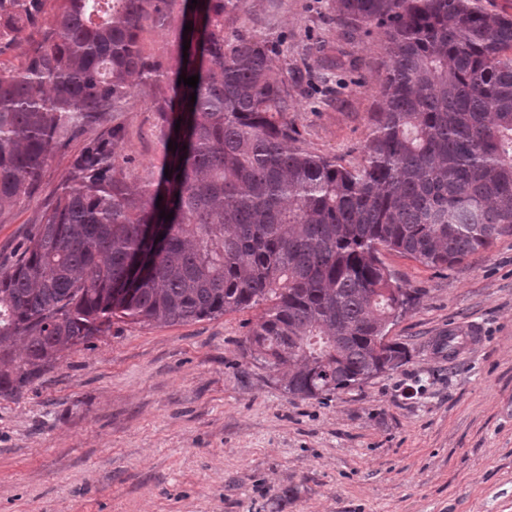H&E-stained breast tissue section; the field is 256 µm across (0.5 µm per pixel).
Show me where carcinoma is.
Listing matches in <instances>:
<instances>
[{
    "mask_svg": "<svg viewBox=\"0 0 512 512\" xmlns=\"http://www.w3.org/2000/svg\"><path fill=\"white\" fill-rule=\"evenodd\" d=\"M49 1L25 63L0 70V215L55 148L102 130L0 268L1 394L114 318L173 325L265 303L243 353L293 397L331 395L410 360L386 338L410 294L381 250L448 268L512 237V15L477 0H336L342 23L383 30L387 57L363 159L343 166L297 145L275 49L224 34L243 0H199L203 32L179 35L168 74L138 34L173 0H0V34L18 41ZM136 78L155 86L165 141L178 143L144 186L116 164L112 124ZM136 257L147 273L127 288Z\"/></svg>",
    "mask_w": 512,
    "mask_h": 512,
    "instance_id": "1",
    "label": "carcinoma"
}]
</instances>
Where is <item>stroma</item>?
Wrapping results in <instances>:
<instances>
[{"label": "stroma", "mask_w": 512, "mask_h": 512, "mask_svg": "<svg viewBox=\"0 0 512 512\" xmlns=\"http://www.w3.org/2000/svg\"><path fill=\"white\" fill-rule=\"evenodd\" d=\"M179 10L145 22L138 48L170 65ZM226 35L279 45L274 66L301 147L360 162L385 76L380 29L342 25L336 0H244ZM112 121L131 181L157 179L165 148L150 85ZM59 146L34 194L0 215V267L35 232L69 158ZM415 297L389 324L411 358L323 399L288 395L243 353L259 306L165 326L113 321L0 395V512H512V237L446 269L394 251ZM453 334V357L434 342Z\"/></svg>", "instance_id": "stroma-1"}]
</instances>
